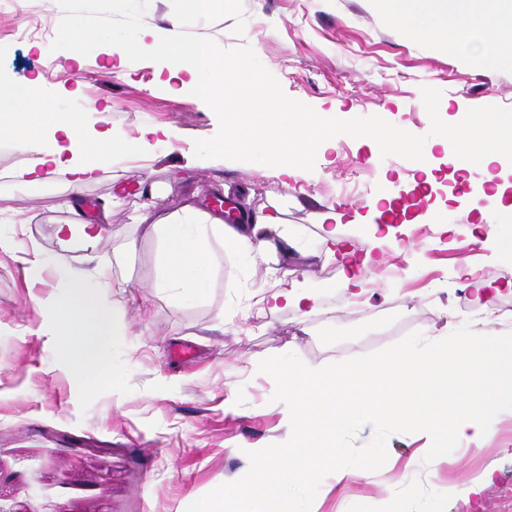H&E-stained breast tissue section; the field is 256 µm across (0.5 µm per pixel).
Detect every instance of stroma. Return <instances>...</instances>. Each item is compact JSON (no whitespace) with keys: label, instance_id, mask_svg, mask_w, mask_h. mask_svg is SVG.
Returning a JSON list of instances; mask_svg holds the SVG:
<instances>
[{"label":"stroma","instance_id":"35a3bbf8","mask_svg":"<svg viewBox=\"0 0 512 512\" xmlns=\"http://www.w3.org/2000/svg\"><path fill=\"white\" fill-rule=\"evenodd\" d=\"M242 9L243 34H234L231 17L190 31L225 48L251 47L285 94L321 117L377 115L422 135L430 127L425 86L441 90L448 123L474 107L512 108V56L489 69L454 43L429 46L428 10L394 26L368 0H242ZM37 16L54 29L63 10L57 0H0V85L38 80L48 111L148 146L114 154L75 198L55 174L18 181L14 172L31 155L0 141V205L25 218L0 222V512H185L217 483L244 476L248 452L287 440L289 411L271 399L274 381L258 369L264 358L292 352L320 368L412 332L428 341L465 325L477 334L512 332V165L496 171L501 209L482 210L453 207L444 184L413 205L422 162L447 160L428 144L417 162L381 157L370 138L339 135L314 170L289 177L275 167L198 159L195 139L215 135L218 120L181 91L187 73L119 59L105 45L77 58L17 38ZM148 183L159 188L166 214L190 202L211 207L228 186L244 188L254 209L287 198L284 229L303 252L255 262L212 241L205 296L178 300L156 286L159 239L134 221ZM386 194L392 209L374 218L370 205ZM71 198L91 208L87 221L102 230L91 253L110 266L118 283L110 299L124 307L129 329L105 351L100 383L60 362L53 316L39 304L64 294L66 269L90 253L58 232L73 219ZM331 210L367 287L355 301L321 239V217ZM376 220L394 234L374 237ZM28 254L42 273L27 270ZM293 288L314 293L318 311L258 309L259 299ZM180 344L194 347V359L173 358ZM430 447L414 433L392 435L381 469L341 485L326 477L314 512H512V415L499 417L479 447H455L427 465ZM489 465L494 480L479 499L449 495V481Z\"/></svg>","mask_w":512,"mask_h":512}]
</instances>
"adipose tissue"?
Wrapping results in <instances>:
<instances>
[{
  "instance_id": "adipose-tissue-1",
  "label": "adipose tissue",
  "mask_w": 512,
  "mask_h": 512,
  "mask_svg": "<svg viewBox=\"0 0 512 512\" xmlns=\"http://www.w3.org/2000/svg\"><path fill=\"white\" fill-rule=\"evenodd\" d=\"M454 38L464 48L475 50L481 63L487 66L496 64L500 56L512 53V33L500 34L488 18L478 24L462 23L455 28ZM45 118L50 133L63 134L68 145L40 150L39 158L17 170L16 175L21 180L40 181L43 167L50 165L67 172L69 184L77 192L94 180L98 161L106 149L136 152L143 146L142 141L123 138L109 129L91 142L80 125L59 121L51 112L46 113ZM435 140L442 145L451 141L459 146L457 166L462 170L474 164L490 167L500 162L504 155L499 147L500 134L490 124L479 128L461 124L438 132ZM157 194L156 186L145 189L146 200L139 220L148 223L162 243V288L174 292L181 300H198L204 296L210 271L209 247L214 240H222L225 245L244 251L255 260L271 254L288 257L299 249L298 242L290 236L273 238L269 235L274 226L283 222L280 200H271L267 209L258 212L241 208L238 223L228 224L222 217L190 204L185 205L177 216L154 214ZM107 277L108 268L100 263L72 269L68 277V296L47 303L54 317L59 360L82 368L96 382L103 377L102 349L109 338L126 333L121 310L113 306L106 293L97 289Z\"/></svg>"
}]
</instances>
